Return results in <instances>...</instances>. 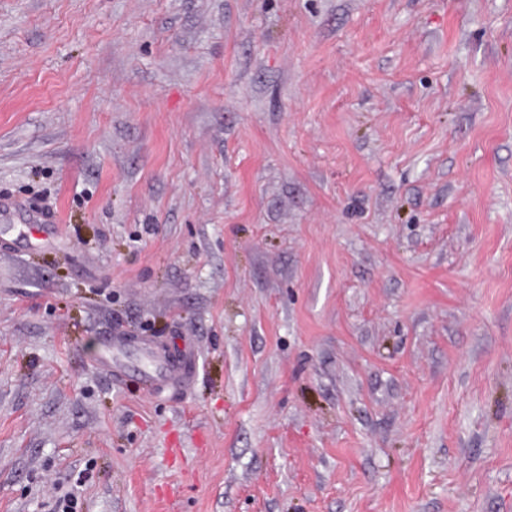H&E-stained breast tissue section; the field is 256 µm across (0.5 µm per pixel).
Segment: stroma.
Listing matches in <instances>:
<instances>
[{"mask_svg": "<svg viewBox=\"0 0 512 512\" xmlns=\"http://www.w3.org/2000/svg\"><path fill=\"white\" fill-rule=\"evenodd\" d=\"M1 200L0 512H512V0H0ZM122 342L123 338L119 335L112 336V340H107L103 344L96 364L111 370L116 377L137 376L139 381L152 391L168 378L179 383L183 382L180 367L172 364L165 353L151 351L154 364L150 369L123 358L120 350Z\"/></svg>", "mask_w": 512, "mask_h": 512, "instance_id": "1", "label": "stroma"}]
</instances>
